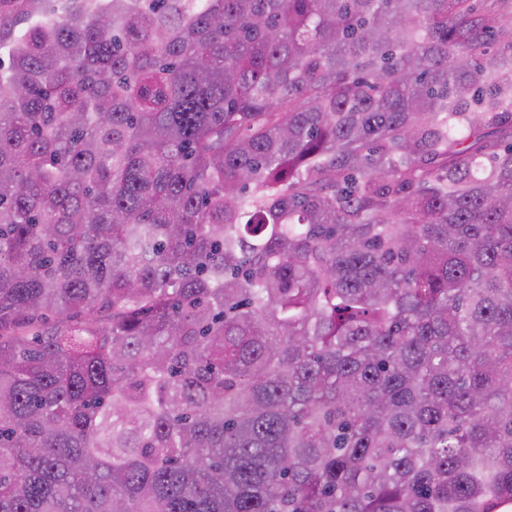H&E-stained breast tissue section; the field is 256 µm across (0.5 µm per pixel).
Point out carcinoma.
<instances>
[{
	"instance_id": "carcinoma-1",
	"label": "carcinoma",
	"mask_w": 512,
	"mask_h": 512,
	"mask_svg": "<svg viewBox=\"0 0 512 512\" xmlns=\"http://www.w3.org/2000/svg\"><path fill=\"white\" fill-rule=\"evenodd\" d=\"M2 50L0 512L512 504V0H0Z\"/></svg>"
}]
</instances>
